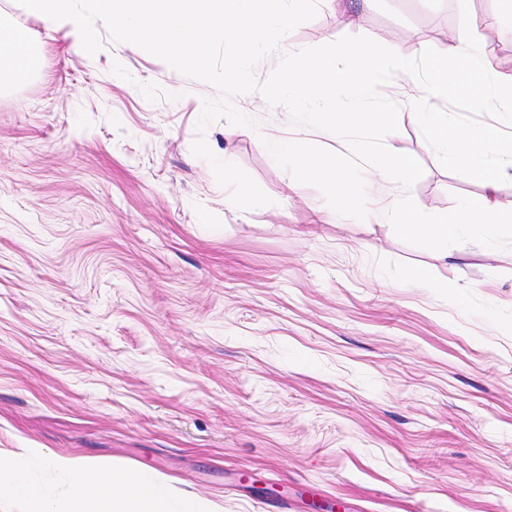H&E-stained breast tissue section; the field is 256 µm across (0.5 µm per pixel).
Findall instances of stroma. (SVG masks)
<instances>
[{"mask_svg": "<svg viewBox=\"0 0 512 512\" xmlns=\"http://www.w3.org/2000/svg\"><path fill=\"white\" fill-rule=\"evenodd\" d=\"M288 36L294 49L345 33L412 55L462 21L459 0H350ZM495 67L512 73L502 0ZM40 57L0 83V454L38 450L166 480L209 512H512V248L434 251L382 213L398 183L370 178L372 213L336 214L281 168L267 142L339 152L257 92L233 97L256 129L211 123L213 153L272 199L241 210L191 152L209 83L128 42L88 55L0 0ZM394 150L424 174V212L453 210L481 181L444 169L407 111ZM251 472L242 481V472Z\"/></svg>", "mask_w": 512, "mask_h": 512, "instance_id": "35a3bbf8", "label": "stroma"}]
</instances>
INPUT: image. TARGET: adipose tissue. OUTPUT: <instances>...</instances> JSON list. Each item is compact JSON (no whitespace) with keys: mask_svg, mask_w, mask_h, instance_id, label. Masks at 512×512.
Masks as SVG:
<instances>
[{"mask_svg":"<svg viewBox=\"0 0 512 512\" xmlns=\"http://www.w3.org/2000/svg\"><path fill=\"white\" fill-rule=\"evenodd\" d=\"M22 7L65 36L92 44L94 32L75 0H23ZM38 64L28 29L1 20L0 77L23 81ZM39 462L57 472L61 490L32 482L12 458L0 456V495L22 502L26 512H207L203 504L181 499L164 482L147 481L131 471L82 458L43 456Z\"/></svg>","mask_w":512,"mask_h":512,"instance_id":"obj_1","label":"adipose tissue"}]
</instances>
